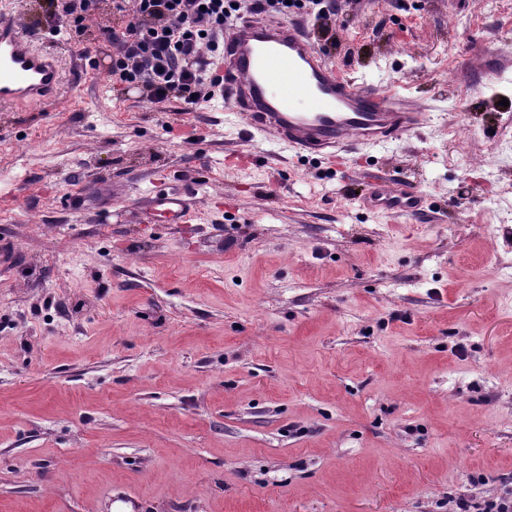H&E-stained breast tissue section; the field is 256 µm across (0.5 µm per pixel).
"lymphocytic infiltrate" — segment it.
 <instances>
[{
  "label": "lymphocytic infiltrate",
  "mask_w": 512,
  "mask_h": 512,
  "mask_svg": "<svg viewBox=\"0 0 512 512\" xmlns=\"http://www.w3.org/2000/svg\"><path fill=\"white\" fill-rule=\"evenodd\" d=\"M100 0H47L50 33L70 36L83 29ZM241 6L238 0H112L124 17L122 30L100 28L110 47L113 84L136 89L143 102L182 101L194 108L209 102L223 78L213 64L224 53V28Z\"/></svg>",
  "instance_id": "lymphocytic-infiltrate-1"
}]
</instances>
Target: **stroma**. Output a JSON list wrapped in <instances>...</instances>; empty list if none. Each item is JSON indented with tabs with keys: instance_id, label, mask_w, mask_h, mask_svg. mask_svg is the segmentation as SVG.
I'll return each instance as SVG.
<instances>
[{
	"instance_id": "1",
	"label": "stroma",
	"mask_w": 512,
	"mask_h": 512,
	"mask_svg": "<svg viewBox=\"0 0 512 512\" xmlns=\"http://www.w3.org/2000/svg\"><path fill=\"white\" fill-rule=\"evenodd\" d=\"M423 112L306 157L85 67L0 112V512H448L512 478V0H337ZM84 66L81 82L71 71ZM401 183L419 213L362 207ZM193 186L186 223L145 220Z\"/></svg>"
}]
</instances>
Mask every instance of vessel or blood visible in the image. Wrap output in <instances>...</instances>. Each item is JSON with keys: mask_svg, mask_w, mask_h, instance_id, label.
<instances>
[{"mask_svg": "<svg viewBox=\"0 0 512 512\" xmlns=\"http://www.w3.org/2000/svg\"><path fill=\"white\" fill-rule=\"evenodd\" d=\"M53 43L51 36L35 37L0 5V108L57 99L61 70ZM222 74L218 97L225 111L243 114L253 131L309 156L376 146L421 124L420 112L404 100L340 78L299 23L233 24L224 35ZM193 195L189 188L155 189L149 210L184 223ZM373 206L407 215L418 208L413 195L394 186L378 189Z\"/></svg>", "mask_w": 512, "mask_h": 512, "instance_id": "vessel-or-blood-1", "label": "vessel or blood"}]
</instances>
